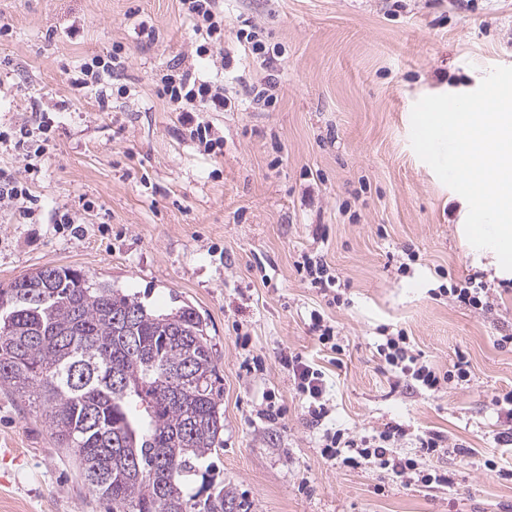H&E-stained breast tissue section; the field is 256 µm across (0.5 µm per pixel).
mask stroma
I'll list each match as a JSON object with an SVG mask.
<instances>
[{
	"label": "stroma",
	"instance_id": "1",
	"mask_svg": "<svg viewBox=\"0 0 512 512\" xmlns=\"http://www.w3.org/2000/svg\"><path fill=\"white\" fill-rule=\"evenodd\" d=\"M226 78L271 87L274 107L203 112L224 138L191 140L158 92L166 66L194 65L199 43L178 0H0V132L46 112L51 149L25 171L12 143L0 169L26 181L37 209L0 208V288L43 266L111 281L164 312L202 317L224 408L215 461L246 512H512V450L499 447L498 397L512 391V275L463 244V197L410 144L426 95L475 90L512 66V0H223ZM152 26L141 32L131 12ZM255 26L279 50L245 67L236 34ZM123 44L134 95L100 105L71 86L82 59ZM66 213L71 230L53 221ZM324 256L337 295L302 279L301 253ZM485 285L476 310L450 295ZM445 295H437V288ZM320 313L343 347L309 328ZM405 331L421 361L470 365L469 381L432 393L398 381L382 334ZM318 365L328 415L311 421L281 353ZM276 396L278 420L264 410ZM402 425L399 456L442 437L435 467L453 486L407 484L326 461L327 433ZM495 458L497 471L484 462ZM0 512H108L33 408L0 390Z\"/></svg>",
	"mask_w": 512,
	"mask_h": 512
}]
</instances>
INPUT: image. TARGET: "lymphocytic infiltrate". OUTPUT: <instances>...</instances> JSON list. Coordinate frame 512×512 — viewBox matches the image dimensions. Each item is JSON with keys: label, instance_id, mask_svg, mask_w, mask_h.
I'll list each match as a JSON object with an SVG mask.
<instances>
[{"label": "lymphocytic infiltrate", "instance_id": "obj_1", "mask_svg": "<svg viewBox=\"0 0 512 512\" xmlns=\"http://www.w3.org/2000/svg\"><path fill=\"white\" fill-rule=\"evenodd\" d=\"M181 11L192 23L202 41L196 47L198 57L212 55L217 42L224 39V11L220 0H179ZM126 59L125 48L113 45L111 52L95 54L83 60L77 70L75 85L95 91L99 100L111 97L125 98L131 93L128 85H113L112 73L121 68ZM160 94L174 111L180 112L183 124L189 125L190 134L199 141H206L211 134L210 125L198 122L197 113L224 112L232 106L226 96L224 83L218 79L203 78L190 68L171 67L157 76ZM376 350L397 378L416 382L422 389L439 391L451 382H465L470 378L469 363L461 359L451 370L440 372L420 362L410 349L405 332L385 336ZM284 368L291 371L298 392L307 400V412L313 419L326 416L324 374L314 364L303 361L298 355L281 356ZM401 425L391 424L371 436H353L335 431L325 438L322 455L330 462H341L349 468L369 467L384 470L392 478H405L427 484L434 476L426 465L427 458L441 446L436 434L419 437V453L413 457L394 455L392 446L398 437L404 436Z\"/></svg>", "mask_w": 512, "mask_h": 512}]
</instances>
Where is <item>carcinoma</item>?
<instances>
[{"label": "carcinoma", "instance_id": "carcinoma-1", "mask_svg": "<svg viewBox=\"0 0 512 512\" xmlns=\"http://www.w3.org/2000/svg\"><path fill=\"white\" fill-rule=\"evenodd\" d=\"M206 324L107 280L42 267L0 288V388L34 404L111 512H235Z\"/></svg>", "mask_w": 512, "mask_h": 512}]
</instances>
